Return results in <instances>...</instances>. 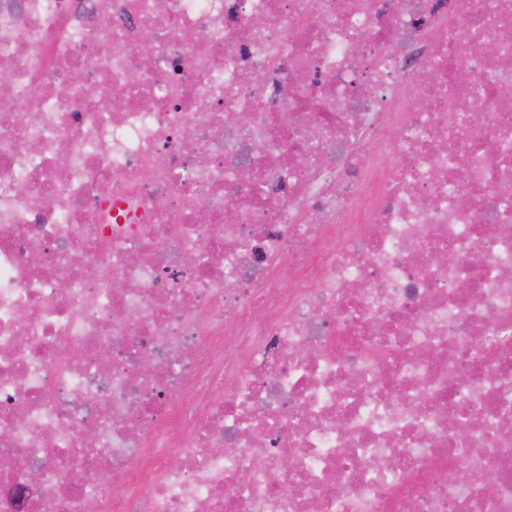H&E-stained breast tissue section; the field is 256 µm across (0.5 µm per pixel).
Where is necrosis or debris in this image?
Returning <instances> with one entry per match:
<instances>
[{
    "instance_id": "1",
    "label": "necrosis or debris",
    "mask_w": 512,
    "mask_h": 512,
    "mask_svg": "<svg viewBox=\"0 0 512 512\" xmlns=\"http://www.w3.org/2000/svg\"><path fill=\"white\" fill-rule=\"evenodd\" d=\"M90 502L512 512V0H0V512Z\"/></svg>"
}]
</instances>
